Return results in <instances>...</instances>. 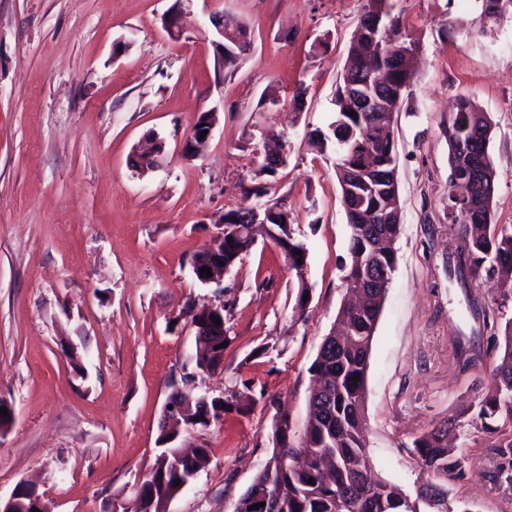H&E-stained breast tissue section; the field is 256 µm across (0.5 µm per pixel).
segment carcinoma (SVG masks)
<instances>
[{"instance_id": "cac0c4a2", "label": "carcinoma", "mask_w": 512, "mask_h": 512, "mask_svg": "<svg viewBox=\"0 0 512 512\" xmlns=\"http://www.w3.org/2000/svg\"><path fill=\"white\" fill-rule=\"evenodd\" d=\"M349 64L365 71H377L383 63L366 53L360 42L352 43ZM336 121L350 130L359 124L366 112L355 114L341 94L335 95ZM484 135L489 144L492 123L467 97H461L448 126L449 146L467 142L476 131ZM310 140L320 152H326L329 143L336 145V173L342 194L351 191L359 196L365 209L380 212L385 207L383 196L375 188L387 186L382 179L396 166L394 139L375 140L369 146L372 170L360 173L364 168L362 157L348 158L350 143L338 136V132L325 136L315 130ZM485 170L479 182L460 186L448 183V200L460 194L476 197L483 204L482 211L468 218L454 216L463 241L459 255L469 258V265H455L461 280H476L481 273L491 274L489 264L507 275L501 283V300L509 301L512 290V234L501 236L487 232L490 223L494 192L495 169L488 154H483ZM273 231L263 236L273 241L281 250L291 270L298 279H304L306 266L298 263L305 255L295 251L305 250L304 244L293 236L282 242L275 237L281 230L277 224ZM348 250L350 258L360 253H380L384 261L385 277L375 290L359 294L356 302L343 304L332 328L326 336L311 371L314 373L313 388L319 396L308 397V420L300 439L291 435L288 418L273 424V434L281 433L288 442L273 449L272 455L241 497L237 512H264L249 506L274 498L276 512H417L406 493L379 479L373 472L366 453L364 397L369 357L375 329L385 301L388 285L396 266L394 243L400 225L384 224L383 236L374 237L370 225L350 224ZM504 352L500 363L492 371L493 385L481 399L471 423L484 429L503 417L512 423V319L504 326ZM193 409L191 428H208L220 422L228 408L246 409L249 397L240 393L231 397L209 399L210 415L198 413L202 404L198 399H185ZM448 429L439 427L413 440V453L434 477L458 481L469 479L471 466L458 449L448 444ZM496 458V476L512 485V432L501 434L491 446ZM208 459V449L198 448V459L188 463L177 456V449L164 448L156 458L154 467L142 481L143 492L136 495L135 512H166L169 492L175 483L193 480Z\"/></svg>"}]
</instances>
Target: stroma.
<instances>
[{
  "instance_id": "obj_1",
  "label": "stroma",
  "mask_w": 512,
  "mask_h": 512,
  "mask_svg": "<svg viewBox=\"0 0 512 512\" xmlns=\"http://www.w3.org/2000/svg\"><path fill=\"white\" fill-rule=\"evenodd\" d=\"M419 47L393 116L401 230L365 392L366 451L375 474L408 495L428 477L415 438L456 418L453 442L474 465L449 496L473 512H512L491 479L496 432L461 412L485 396L503 339L483 322L492 280L448 274L459 245L448 216V124L468 96L487 113L496 171L489 231L512 233V13L483 32L482 0H388ZM363 0H0V498L32 488L46 512L133 504L160 451L163 406L195 365L185 305L223 299V368L185 392L251 389L246 412L187 435L209 462L167 512H235L272 454V424L302 432L310 367L345 299L350 227L334 152L308 144L336 118V82ZM180 9V34L163 19ZM247 27L252 49L218 77L210 21ZM217 121L204 157L182 144L199 113ZM287 163L258 177L268 130ZM157 135L161 164L139 174L135 145ZM290 212L307 249L305 282L257 239L224 276L202 285L190 262L214 221L255 180ZM309 303L299 310L300 286ZM481 357L467 370L456 342Z\"/></svg>"
}]
</instances>
